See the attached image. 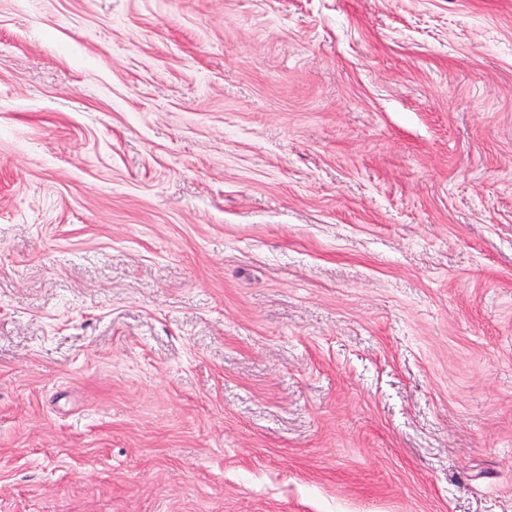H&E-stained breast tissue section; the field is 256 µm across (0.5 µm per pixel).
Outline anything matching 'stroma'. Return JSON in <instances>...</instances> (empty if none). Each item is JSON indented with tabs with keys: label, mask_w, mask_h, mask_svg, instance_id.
I'll return each mask as SVG.
<instances>
[{
	"label": "stroma",
	"mask_w": 512,
	"mask_h": 512,
	"mask_svg": "<svg viewBox=\"0 0 512 512\" xmlns=\"http://www.w3.org/2000/svg\"><path fill=\"white\" fill-rule=\"evenodd\" d=\"M0 512H512V0H0Z\"/></svg>",
	"instance_id": "35a3bbf8"
}]
</instances>
